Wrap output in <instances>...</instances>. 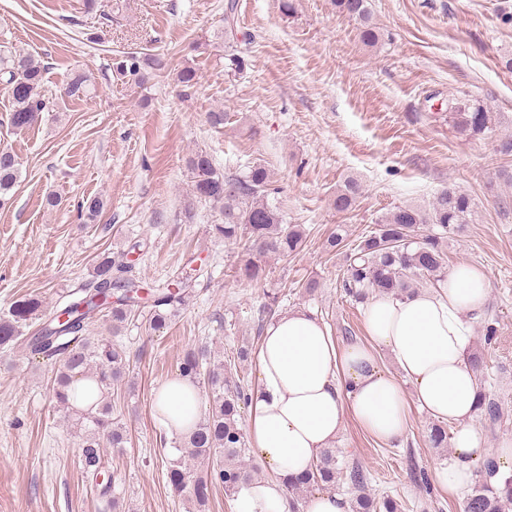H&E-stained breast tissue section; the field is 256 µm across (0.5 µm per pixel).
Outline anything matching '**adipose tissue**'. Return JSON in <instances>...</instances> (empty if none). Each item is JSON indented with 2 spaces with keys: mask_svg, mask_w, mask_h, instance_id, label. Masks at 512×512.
Segmentation results:
<instances>
[{
  "mask_svg": "<svg viewBox=\"0 0 512 512\" xmlns=\"http://www.w3.org/2000/svg\"><path fill=\"white\" fill-rule=\"evenodd\" d=\"M488 291L487 273L462 263L438 287L401 299L374 297L365 312L367 342L345 348L312 312L288 309L273 317L256 352L247 420L250 449L267 475L239 490L234 512H349L342 495L326 490L291 506L287 486L335 443L347 419L383 443L401 441L413 402L455 426L451 459L435 471L442 487L473 484L475 462L489 455L499 472H512V437L491 451L474 425L479 386L468 356L470 326L484 312ZM379 345L390 351L396 372L380 367ZM200 401L197 387L169 379L156 391L157 420L167 433L189 435Z\"/></svg>",
  "mask_w": 512,
  "mask_h": 512,
  "instance_id": "adipose-tissue-1",
  "label": "adipose tissue"
}]
</instances>
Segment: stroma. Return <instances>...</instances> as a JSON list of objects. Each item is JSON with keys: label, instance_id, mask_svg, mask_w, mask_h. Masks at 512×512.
<instances>
[{"label": "stroma", "instance_id": "35a3bbf8", "mask_svg": "<svg viewBox=\"0 0 512 512\" xmlns=\"http://www.w3.org/2000/svg\"><path fill=\"white\" fill-rule=\"evenodd\" d=\"M111 24L86 11L84 0H0V37L35 55L48 70L52 109L29 129L6 122L11 102L0 88V148L20 158L22 174L0 206V316L18 297L61 300L87 281L100 254H130L144 284H162L169 271L194 261L202 273L176 321L149 332L140 321L119 335L130 353L129 380L112 393L114 413L130 440L106 451L105 468L121 472L117 493L125 512H187L164 476L165 431L154 416L158 386L176 377L184 350L205 343L231 354L258 344L257 314L268 294L280 310L313 312L339 347L365 340L364 309L342 288V255L328 254L327 237L345 225L348 243L375 230L394 207L428 205L443 188L470 194L476 223L465 225L448 249V264L485 270V315L471 325L479 344L486 319L497 339L485 352L487 379L501 419H476L486 447L512 436V183L506 159L486 139L459 136L448 114L451 99H472L493 112L497 130L512 135V0H369L378 41L365 45L357 22L332 0H238L240 44L248 65L224 70V0H97ZM160 54L167 70L137 87L112 70L116 52ZM196 70L198 83L182 94L177 73ZM87 71L94 87L80 99L63 96L73 72ZM224 110L223 125L208 114ZM207 153L227 174L260 162L269 169L288 223L302 225L306 243L296 255L263 257L267 277H236L235 246L214 238L218 208L198 202L185 160ZM348 177L362 195L348 213L334 195ZM60 203L45 207L48 195ZM103 197L95 223L80 205ZM314 277L313 294L301 284ZM54 370L23 348L0 351V512H105L82 472L77 437L50 390ZM401 445L386 446L355 420L336 440L347 464L372 475L373 492L388 493L408 512H463L465 490L432 486L450 449L431 448V417L410 406Z\"/></svg>", "mask_w": 512, "mask_h": 512}]
</instances>
